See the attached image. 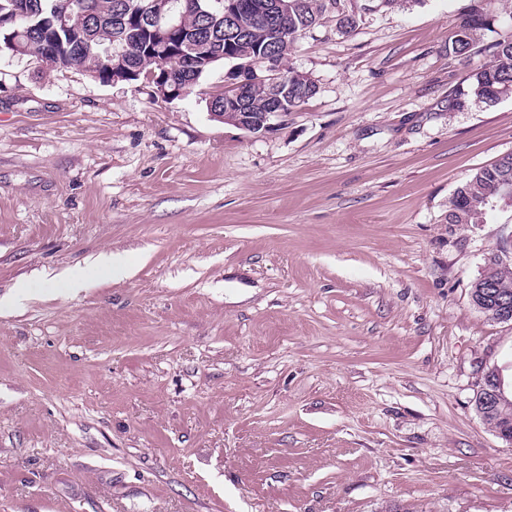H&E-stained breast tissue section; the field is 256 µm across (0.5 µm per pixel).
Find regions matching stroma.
<instances>
[{
	"label": "stroma",
	"mask_w": 512,
	"mask_h": 512,
	"mask_svg": "<svg viewBox=\"0 0 512 512\" xmlns=\"http://www.w3.org/2000/svg\"><path fill=\"white\" fill-rule=\"evenodd\" d=\"M473 5L342 0L356 29L300 36L316 93L261 135L207 109L228 62L161 102L0 55V512H512L474 411L512 321L470 296L512 203L448 221L512 152L472 79L512 0L450 54Z\"/></svg>",
	"instance_id": "obj_1"
}]
</instances>
